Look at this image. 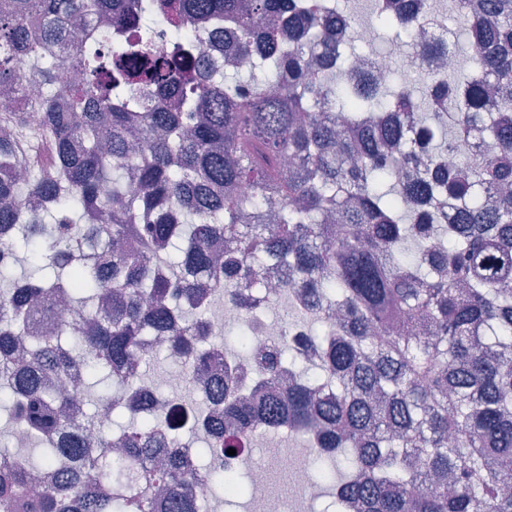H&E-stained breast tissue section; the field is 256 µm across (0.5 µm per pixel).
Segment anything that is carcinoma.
Segmentation results:
<instances>
[{"mask_svg":"<svg viewBox=\"0 0 512 512\" xmlns=\"http://www.w3.org/2000/svg\"><path fill=\"white\" fill-rule=\"evenodd\" d=\"M367 3L400 33L418 22ZM419 10L451 12L480 58L421 86L355 75L336 0L0 11V88L24 108L0 112V271L24 264L0 283V408L27 438L0 448V512H208L248 477L226 464L280 429L315 449L336 512H512V0ZM211 30L232 38L221 66ZM273 303L298 347L252 345ZM219 305L242 319L235 353ZM150 336L183 356L188 394L155 384L170 355ZM78 369L77 406L58 381ZM187 434L204 485L174 449Z\"/></svg>","mask_w":512,"mask_h":512,"instance_id":"1","label":"carcinoma"}]
</instances>
